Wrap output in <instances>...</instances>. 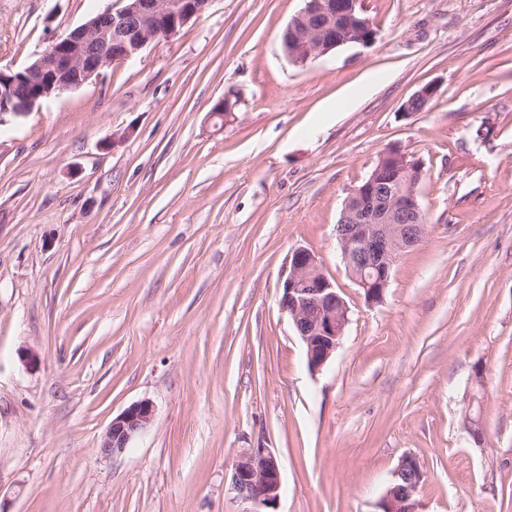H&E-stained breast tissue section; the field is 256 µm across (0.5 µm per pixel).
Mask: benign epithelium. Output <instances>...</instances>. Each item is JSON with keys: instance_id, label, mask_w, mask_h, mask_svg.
Returning a JSON list of instances; mask_svg holds the SVG:
<instances>
[{"instance_id": "1", "label": "benign epithelium", "mask_w": 512, "mask_h": 512, "mask_svg": "<svg viewBox=\"0 0 512 512\" xmlns=\"http://www.w3.org/2000/svg\"><path fill=\"white\" fill-rule=\"evenodd\" d=\"M83 25L56 37L47 50L18 73L0 70V112L21 115L41 101L73 90L105 69L138 55L147 45L171 38L200 17L211 0H117ZM359 0H305L284 34L288 59L305 65L347 44L368 45L376 31L370 20L356 15ZM348 21L350 35L326 37L334 18ZM427 85L403 106L404 114L422 111L435 95ZM385 175L375 171L352 190L336 225L342 261L364 292L365 301L378 303L389 286L398 259L426 233V216L418 201L422 169L417 160L398 149L385 152ZM281 309L290 316L306 346L310 370H320L332 357L349 323V309L322 271L316 254L295 249L282 280ZM155 405L140 400L112 419L101 443L106 457H118L152 425ZM424 478L419 460L403 456L375 512H418L416 493ZM231 489L251 502L254 512H275L282 493L281 464L267 448L241 453L231 465Z\"/></svg>"}]
</instances>
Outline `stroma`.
<instances>
[{"label": "stroma", "instance_id": "1", "mask_svg": "<svg viewBox=\"0 0 512 512\" xmlns=\"http://www.w3.org/2000/svg\"><path fill=\"white\" fill-rule=\"evenodd\" d=\"M360 3L374 43L302 67L304 0H211L0 120V512H251L231 464L260 445L276 512H374L408 454L420 512H512V0ZM106 6L0 0V69ZM392 148L424 163L427 230L370 305L336 224ZM299 247L349 307L315 372L279 305ZM143 399L150 429L104 457ZM155 412L153 402L143 399L114 417L101 440V454L105 457H118L124 454L130 443L150 428Z\"/></svg>", "mask_w": 512, "mask_h": 512}]
</instances>
